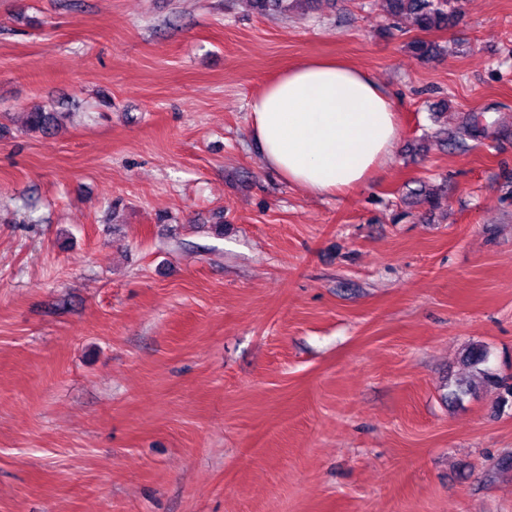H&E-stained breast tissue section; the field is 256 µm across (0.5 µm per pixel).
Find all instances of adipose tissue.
I'll return each mask as SVG.
<instances>
[{"instance_id": "adipose-tissue-1", "label": "adipose tissue", "mask_w": 512, "mask_h": 512, "mask_svg": "<svg viewBox=\"0 0 512 512\" xmlns=\"http://www.w3.org/2000/svg\"><path fill=\"white\" fill-rule=\"evenodd\" d=\"M249 111L265 163L319 195L366 185L398 147L391 96L363 70L334 61H299Z\"/></svg>"}]
</instances>
